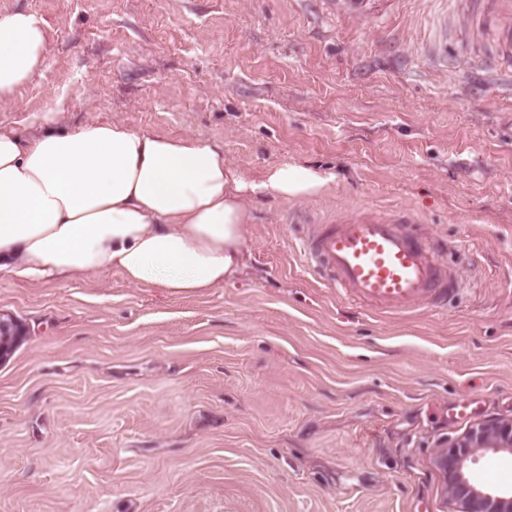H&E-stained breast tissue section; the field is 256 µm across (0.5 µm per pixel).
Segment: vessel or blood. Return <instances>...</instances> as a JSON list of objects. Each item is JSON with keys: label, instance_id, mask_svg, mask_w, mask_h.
Here are the masks:
<instances>
[{"label": "vessel or blood", "instance_id": "b4317fda", "mask_svg": "<svg viewBox=\"0 0 512 512\" xmlns=\"http://www.w3.org/2000/svg\"><path fill=\"white\" fill-rule=\"evenodd\" d=\"M385 0H332L337 17L367 22ZM472 46L466 58L477 84L512 76V0H449L435 19L427 48L448 57V32ZM410 213L352 212L303 223L300 253L309 271L346 298L379 313L447 308L459 294L456 272L438 257L437 245L414 230Z\"/></svg>", "mask_w": 512, "mask_h": 512}]
</instances>
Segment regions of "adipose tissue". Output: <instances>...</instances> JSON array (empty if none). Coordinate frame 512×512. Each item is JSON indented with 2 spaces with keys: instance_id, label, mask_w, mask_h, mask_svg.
Returning <instances> with one entry per match:
<instances>
[{
  "instance_id": "ef3b65f1",
  "label": "adipose tissue",
  "mask_w": 512,
  "mask_h": 512,
  "mask_svg": "<svg viewBox=\"0 0 512 512\" xmlns=\"http://www.w3.org/2000/svg\"><path fill=\"white\" fill-rule=\"evenodd\" d=\"M40 21L0 15V100L43 67ZM63 102L23 139L0 128V275L28 282L119 270L135 286L193 295L235 271L250 196L299 200L326 193L332 170L294 163L252 180L212 144L120 122L71 129Z\"/></svg>"
}]
</instances>
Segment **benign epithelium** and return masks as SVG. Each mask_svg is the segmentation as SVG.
I'll return each mask as SVG.
<instances>
[{"instance_id": "obj_1", "label": "benign epithelium", "mask_w": 512, "mask_h": 512, "mask_svg": "<svg viewBox=\"0 0 512 512\" xmlns=\"http://www.w3.org/2000/svg\"><path fill=\"white\" fill-rule=\"evenodd\" d=\"M22 333L18 322L0 317V360L12 348L4 340ZM485 449L512 455V420L472 427L463 436L448 441V447L438 454L437 465L445 476L446 493L457 506L456 512H512L511 494L481 489L469 479V464L476 462L477 451Z\"/></svg>"}]
</instances>
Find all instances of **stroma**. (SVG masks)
<instances>
[{
    "mask_svg": "<svg viewBox=\"0 0 512 512\" xmlns=\"http://www.w3.org/2000/svg\"><path fill=\"white\" fill-rule=\"evenodd\" d=\"M437 0L361 24L321 0H0L48 42L0 103L26 137L56 100L77 128L193 136L251 179L336 171L257 198L237 271L207 293L0 276L24 337L0 362V512H449L436 455L512 419V94L489 106L424 52ZM411 209L464 291L376 314L307 270L288 217ZM472 398L467 416L454 410ZM472 481L512 493V455Z\"/></svg>",
    "mask_w": 512,
    "mask_h": 512,
    "instance_id": "1",
    "label": "stroma"
}]
</instances>
